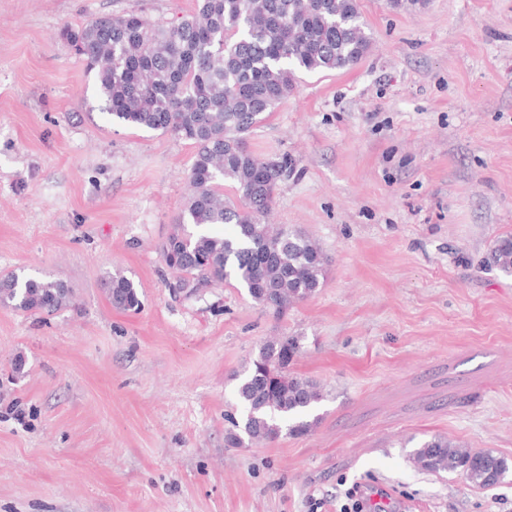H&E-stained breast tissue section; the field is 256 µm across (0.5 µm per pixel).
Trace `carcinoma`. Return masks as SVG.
<instances>
[{
	"label": "carcinoma",
	"mask_w": 512,
	"mask_h": 512,
	"mask_svg": "<svg viewBox=\"0 0 512 512\" xmlns=\"http://www.w3.org/2000/svg\"><path fill=\"white\" fill-rule=\"evenodd\" d=\"M62 36L95 73L105 112L116 124L170 133L193 145L191 195L174 231L160 246L174 293H196L234 279L251 299L277 316L314 295L326 277L318 246L288 224H268L275 196L296 161L286 153H253L247 139L288 99L297 74L347 70L369 52L358 0H197L176 23L151 22L130 12L101 16ZM238 202L224 198V182ZM219 225L232 232L214 233ZM481 265L512 275V235L496 241ZM108 299L136 313L143 301L134 281L117 271ZM61 281L23 272L0 276V307L53 314L71 306ZM299 336L263 342L236 388L241 418L225 443L232 448L304 435L324 394L312 379L290 370ZM413 464L427 472H459L487 488L512 472L508 459L476 451L438 434L417 443Z\"/></svg>",
	"instance_id": "cac0c4a2"
}]
</instances>
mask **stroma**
I'll return each instance as SVG.
<instances>
[{
	"label": "stroma",
	"instance_id": "1",
	"mask_svg": "<svg viewBox=\"0 0 512 512\" xmlns=\"http://www.w3.org/2000/svg\"><path fill=\"white\" fill-rule=\"evenodd\" d=\"M353 69L299 74L250 136L296 160L269 220L325 255L280 318L237 281L175 295L159 253L194 149L110 121L62 37L112 13L154 22L196 0H0V274L65 283L47 316L0 307V512H512V477L431 474L407 442L441 434L512 460V0H358ZM143 295L114 309L113 271ZM298 336L294 373L326 398L308 434L230 448L225 413L259 345ZM481 265L512 275V235L504 236L497 240L487 255L481 260Z\"/></svg>",
	"mask_w": 512,
	"mask_h": 512
}]
</instances>
